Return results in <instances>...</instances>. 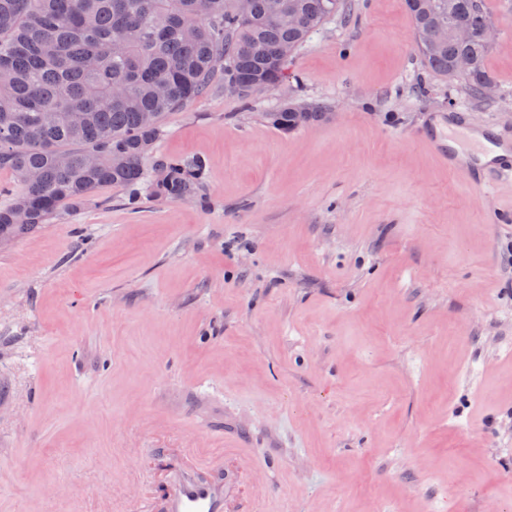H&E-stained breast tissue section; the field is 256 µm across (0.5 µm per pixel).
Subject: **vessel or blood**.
<instances>
[{"label":"vessel or blood","mask_w":512,"mask_h":512,"mask_svg":"<svg viewBox=\"0 0 512 512\" xmlns=\"http://www.w3.org/2000/svg\"><path fill=\"white\" fill-rule=\"evenodd\" d=\"M434 146L449 170L475 188L490 191L512 184V147L499 138L473 137L464 116L448 122L446 133L435 135ZM238 471L218 468L203 478L186 472L174 474L167 494L142 502L143 512H226L225 505L239 487Z\"/></svg>","instance_id":"vessel-or-blood-1"}]
</instances>
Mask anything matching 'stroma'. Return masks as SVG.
<instances>
[{
  "label": "stroma",
  "mask_w": 512,
  "mask_h": 512,
  "mask_svg": "<svg viewBox=\"0 0 512 512\" xmlns=\"http://www.w3.org/2000/svg\"><path fill=\"white\" fill-rule=\"evenodd\" d=\"M491 96L435 75L405 0H343L288 88L169 113L206 204L122 205L0 244V512H141L200 452L275 475L230 512H512V186L484 196L417 136L512 141V0H486ZM291 100L324 120L282 132Z\"/></svg>",
  "instance_id": "1"
}]
</instances>
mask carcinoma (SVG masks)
<instances>
[{
	"instance_id": "1",
	"label": "carcinoma",
	"mask_w": 512,
	"mask_h": 512,
	"mask_svg": "<svg viewBox=\"0 0 512 512\" xmlns=\"http://www.w3.org/2000/svg\"><path fill=\"white\" fill-rule=\"evenodd\" d=\"M297 17L275 18L269 0H0V172L15 188L0 206V241L10 242L75 210L104 186H138L152 161V196L202 198L207 161L153 155L163 119L216 85L243 100L256 84L288 79V59L341 0H283ZM414 49L434 73L464 81L483 98L492 26L485 0H406ZM469 30L460 41L444 26ZM461 57L471 60L455 70ZM322 106L284 104L266 114L280 131Z\"/></svg>"
}]
</instances>
